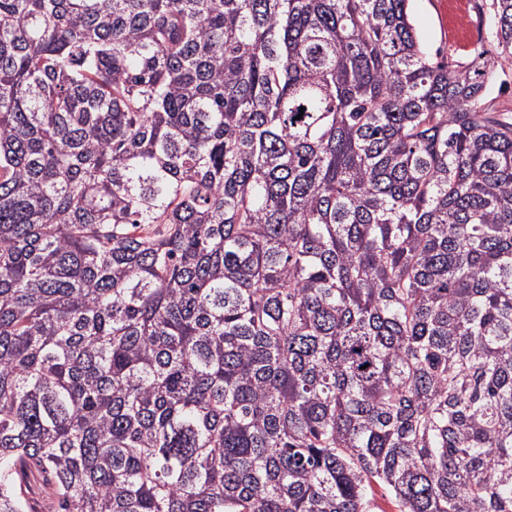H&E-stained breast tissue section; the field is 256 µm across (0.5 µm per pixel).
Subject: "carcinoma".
Masks as SVG:
<instances>
[{
  "mask_svg": "<svg viewBox=\"0 0 512 512\" xmlns=\"http://www.w3.org/2000/svg\"><path fill=\"white\" fill-rule=\"evenodd\" d=\"M488 11L0 0V512H512ZM467 2L470 22L466 27H458L452 20L449 2ZM484 1V0H483ZM482 0H414L411 9L418 35L429 52L435 57L436 51L448 62L466 66L473 59V50L480 43L485 45L488 56L494 55V45L489 36L488 23L477 9Z\"/></svg>",
  "mask_w": 512,
  "mask_h": 512,
  "instance_id": "carcinoma-1",
  "label": "carcinoma"
}]
</instances>
